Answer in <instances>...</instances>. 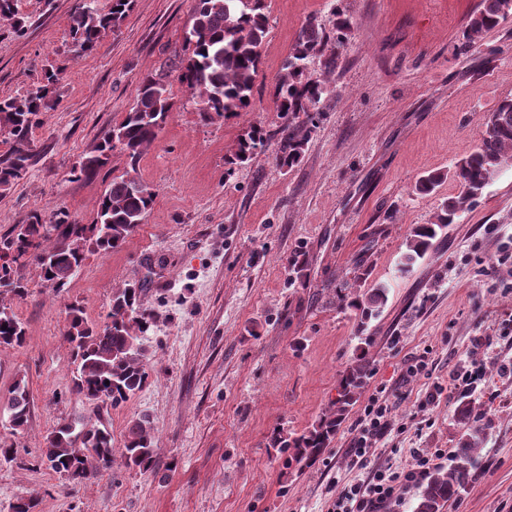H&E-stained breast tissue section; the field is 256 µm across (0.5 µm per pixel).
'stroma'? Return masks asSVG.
<instances>
[{"label": "stroma", "mask_w": 512, "mask_h": 512, "mask_svg": "<svg viewBox=\"0 0 512 512\" xmlns=\"http://www.w3.org/2000/svg\"><path fill=\"white\" fill-rule=\"evenodd\" d=\"M479 0H343L348 40L329 78L327 108L298 165L277 161L284 118L271 97L281 65L309 16L329 18L333 0H267L268 33L250 111L202 121L178 79L195 0H134L118 29L80 56L69 17L78 0H18L0 23V98L58 81L29 135L26 176L0 188V236L32 212L97 220L96 202L128 169L113 154L93 176L73 169L136 100L145 73L164 76L175 106L143 155L137 177L156 193L144 224L111 254H88L66 296L44 288L30 262L28 295L11 304L26 328L22 345H0V398L17 378L32 396L27 428L0 435L16 448L0 461V512L18 498L38 512H333L337 494L377 470L402 468L412 450L444 449L460 437L455 412L474 406L486 428L473 477L448 512H512V167L450 225L444 243L408 274L397 271L413 225L429 223L457 195L445 181L416 194L423 175L447 170L479 141L489 111L512 98V17L460 51ZM268 134L249 164L224 157L251 127ZM389 286L369 326L372 371L364 396L384 393L389 427L365 463L349 448L362 431L356 403L319 461L283 473L268 446L329 409L341 372L360 343L358 318L339 300L354 291L357 263ZM143 285L156 325L143 337L149 379L117 408L72 392L67 305L103 323L115 288ZM489 336L492 347L480 345ZM428 372L407 375L419 355ZM483 364L477 388L445 394L450 373ZM149 415L159 448L154 471L115 464L76 483L41 459L44 438L64 418L103 422L122 442L128 422Z\"/></svg>", "instance_id": "obj_1"}]
</instances>
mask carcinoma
I'll list each match as a JSON object with an SVG mask.
<instances>
[{
    "mask_svg": "<svg viewBox=\"0 0 512 512\" xmlns=\"http://www.w3.org/2000/svg\"><path fill=\"white\" fill-rule=\"evenodd\" d=\"M132 3L133 0H110L107 7L100 8L97 0H83L70 16L76 52L86 54L94 50L104 32L119 27ZM265 9V0H251L246 7L240 0H196L193 22L185 31L179 67L180 81L196 100L203 120L249 108L267 32ZM511 15L512 0H480L479 8L469 17L460 49L472 47ZM331 16L328 25L311 16L301 26L273 89L277 111L286 119L279 130V162L288 168L300 160L315 127L316 115L324 110L327 77L339 65L340 48L350 30L349 19L340 3L334 4ZM316 59L321 62L322 80L308 75L309 64ZM55 82V74L49 73L46 83L26 96L0 99V123L14 141L9 157L0 160V188L11 186L26 173L31 156L24 146L38 124L39 112ZM173 107L174 98L164 77L157 73L144 75L135 104L104 134L79 166V174L93 176L117 150L126 157L131 172L112 178L97 202L94 224H77L70 220L68 212L58 210L47 219L35 213L28 223L19 224L10 234L1 236L0 295L10 293L19 299L27 295L17 269L29 260L37 262L43 281L59 294L70 286L86 254L106 255L125 244L135 228L144 222L156 198L153 189L132 172L157 139ZM266 141L261 130H251L238 141L228 164L247 162L263 149ZM505 166H512V99L509 98L491 109L479 143L468 155L453 168L432 172L417 181L415 191L419 194L435 192L448 179L458 184L459 193L441 201L429 223L414 225L406 240L402 271H410L417 260L447 237L448 226L457 223L459 215L483 195L490 180ZM140 293L141 288L130 283L113 289L107 322L102 325L89 321L79 305L72 303L68 307L65 336L72 347V388L92 403L115 408L141 391L148 380V362L141 337L156 325V319L153 313L141 309ZM386 301L387 288L378 284L340 299V304L358 314L362 333L370 320L378 317ZM24 339L22 321L11 304L0 300V345H19ZM361 343L341 375L333 409L300 433H279L272 438L270 447L279 453L286 469L314 464L336 438L344 415L357 402L371 374L367 349L370 339L365 337ZM31 406L27 382L15 379L4 404L12 433L25 429ZM455 420L460 438L454 460L448 467L429 473L414 512H444L472 477L484 428L467 404L457 408ZM157 456L155 426L146 415L128 422L122 447L117 449L108 426L79 420L58 424L45 436L42 448V457L50 468L76 482L111 467L117 457L128 470L151 472Z\"/></svg>",
    "mask_w": 512,
    "mask_h": 512,
    "instance_id": "1",
    "label": "carcinoma"
}]
</instances>
